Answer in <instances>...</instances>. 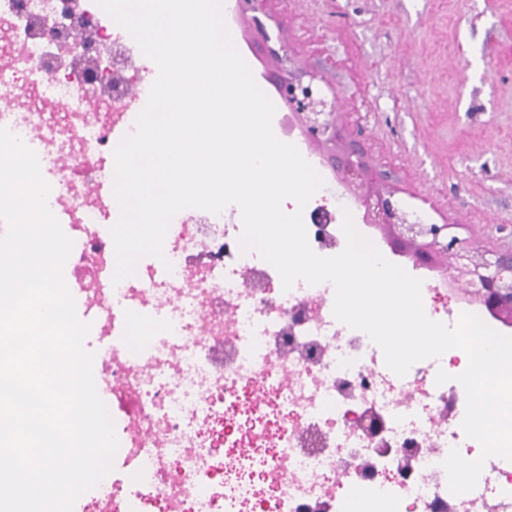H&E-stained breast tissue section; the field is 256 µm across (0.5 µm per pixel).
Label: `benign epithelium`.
<instances>
[{
	"label": "benign epithelium",
	"mask_w": 512,
	"mask_h": 512,
	"mask_svg": "<svg viewBox=\"0 0 512 512\" xmlns=\"http://www.w3.org/2000/svg\"><path fill=\"white\" fill-rule=\"evenodd\" d=\"M71 19L72 27L78 29L86 44H97L100 32L92 18L74 12ZM251 31L266 53L279 55L270 46L272 36L256 16L251 17ZM70 72L96 77L105 93L112 89V60L104 61L98 53L72 56ZM315 80L313 75L306 83L300 77L283 79L278 83L279 95L295 117L307 144L318 147L339 183L355 204L364 209L363 223L379 228L417 266L448 264L453 270L452 281L465 280L470 301L484 303L498 321L511 327L512 252L499 253L490 259L458 237L448 235L450 225L426 224L394 201V192L373 188L374 183L383 179V174L367 165L358 141H343L337 101L328 99Z\"/></svg>",
	"instance_id": "1"
}]
</instances>
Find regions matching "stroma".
Returning <instances> with one entry per match:
<instances>
[{"label": "stroma", "instance_id": "stroma-1", "mask_svg": "<svg viewBox=\"0 0 512 512\" xmlns=\"http://www.w3.org/2000/svg\"><path fill=\"white\" fill-rule=\"evenodd\" d=\"M289 59L235 36L261 88L315 74L398 202L489 253L512 249V0H266Z\"/></svg>", "mask_w": 512, "mask_h": 512}]
</instances>
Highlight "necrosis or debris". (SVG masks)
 <instances>
[{
	"instance_id": "4bbe7bcc",
	"label": "necrosis or debris",
	"mask_w": 512,
	"mask_h": 512,
	"mask_svg": "<svg viewBox=\"0 0 512 512\" xmlns=\"http://www.w3.org/2000/svg\"><path fill=\"white\" fill-rule=\"evenodd\" d=\"M63 0H0V33L10 44L0 88L28 85L21 112L0 127L39 136L52 161L55 204L79 241L66 284L100 325L98 395L120 442L122 477L86 497L81 512H512V461L496 459L476 487L452 494L442 466L450 449L471 458L478 443L461 428L466 395L437 383L436 362L390 370L369 336L333 315L334 288L278 285L276 269L241 252L235 209L189 208L172 220L164 259L138 263L114 282V244L102 226L117 215L92 186L112 174V127L139 106V84L84 103L85 77L65 81L47 66L48 42L27 32V13L69 27ZM92 16L118 67L137 47L95 2L73 0ZM139 472L130 479L128 469Z\"/></svg>"
}]
</instances>
